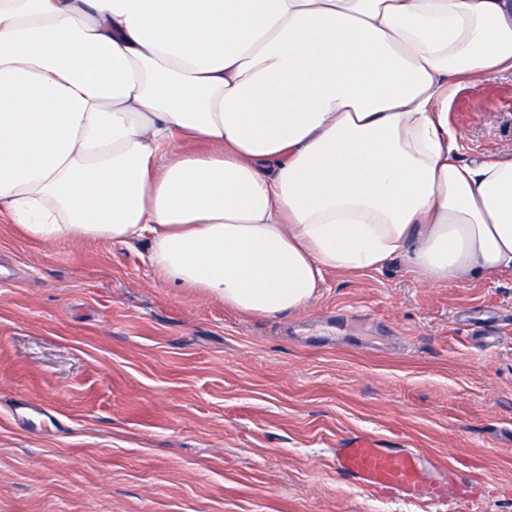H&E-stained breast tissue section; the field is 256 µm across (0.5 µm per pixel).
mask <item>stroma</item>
I'll use <instances>...</instances> for the list:
<instances>
[{
	"label": "stroma",
	"instance_id": "obj_1",
	"mask_svg": "<svg viewBox=\"0 0 512 512\" xmlns=\"http://www.w3.org/2000/svg\"><path fill=\"white\" fill-rule=\"evenodd\" d=\"M448 124L459 160L512 154V73L464 85ZM350 434L486 493L377 498L334 468ZM0 512H512V276L430 286L396 260L244 316L165 284L141 247L0 222Z\"/></svg>",
	"mask_w": 512,
	"mask_h": 512
}]
</instances>
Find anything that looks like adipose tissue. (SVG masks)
<instances>
[{"mask_svg": "<svg viewBox=\"0 0 512 512\" xmlns=\"http://www.w3.org/2000/svg\"><path fill=\"white\" fill-rule=\"evenodd\" d=\"M510 70L512 0H0V215L244 315L396 257L512 274V155L448 125Z\"/></svg>", "mask_w": 512, "mask_h": 512, "instance_id": "adipose-tissue-1", "label": "adipose tissue"}]
</instances>
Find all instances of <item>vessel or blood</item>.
<instances>
[{
    "label": "vessel or blood",
    "mask_w": 512,
    "mask_h": 512,
    "mask_svg": "<svg viewBox=\"0 0 512 512\" xmlns=\"http://www.w3.org/2000/svg\"><path fill=\"white\" fill-rule=\"evenodd\" d=\"M337 474L381 497L409 498L424 493L432 501L447 497L466 499L469 491L428 478L427 461L410 448H386L365 435L342 439L334 450Z\"/></svg>",
    "instance_id": "b4317fda"
}]
</instances>
